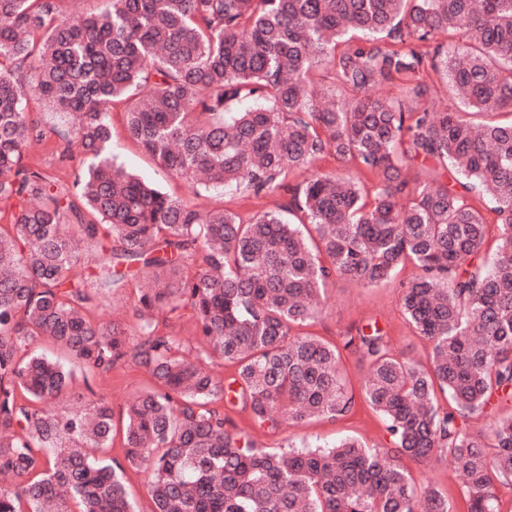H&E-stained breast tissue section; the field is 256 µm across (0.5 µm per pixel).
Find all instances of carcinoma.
Wrapping results in <instances>:
<instances>
[{"label": "carcinoma", "instance_id": "obj_1", "mask_svg": "<svg viewBox=\"0 0 512 512\" xmlns=\"http://www.w3.org/2000/svg\"><path fill=\"white\" fill-rule=\"evenodd\" d=\"M430 70L462 106L434 107ZM384 86L399 95L373 94ZM32 96L69 118L59 159L75 147L89 161L70 186L28 162L47 137ZM117 102L128 137L172 174L283 189L288 203L244 219L166 195L113 161ZM324 154L355 171L285 183ZM428 162L409 187L404 172ZM476 198L495 215L490 261ZM0 203V474L12 479L0 512H137L128 467L148 473L151 512H451L398 455L451 462L466 512H498L512 414L488 435L466 421L512 399V0H107L71 16L59 0H0ZM103 237L156 283L140 291L134 337L92 318L77 272L78 242ZM407 262L401 304L430 369L393 354L375 324L341 347L292 333L321 316L330 281L376 286ZM128 280L111 267L101 285ZM167 305L190 312L206 357L185 359L159 330ZM42 339L83 365L84 407H57L73 372L34 349ZM344 349L369 366L361 393L386 452L353 438L278 450L212 406L265 434L345 417ZM216 356L236 366L227 383L207 368ZM126 361L155 386L126 406L124 461H107L96 450L112 447L114 414L88 376Z\"/></svg>", "mask_w": 512, "mask_h": 512}]
</instances>
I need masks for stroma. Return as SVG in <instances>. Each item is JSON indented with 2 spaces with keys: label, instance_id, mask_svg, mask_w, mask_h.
Returning a JSON list of instances; mask_svg holds the SVG:
<instances>
[{
  "label": "stroma",
  "instance_id": "obj_1",
  "mask_svg": "<svg viewBox=\"0 0 512 512\" xmlns=\"http://www.w3.org/2000/svg\"><path fill=\"white\" fill-rule=\"evenodd\" d=\"M124 109V104L119 103L112 110V154L115 161L170 196L194 207L221 208L245 218L279 209L286 201L287 196L281 191L255 195L227 189L211 192L206 198L197 197L186 181L158 166L128 138L124 127ZM110 260V255L103 253L100 244L89 241L84 247L79 271L96 294L97 320L116 322L131 328L136 323L133 307L141 289L149 287L151 279L149 275L141 273L138 263L132 262L128 265L132 278L126 286L101 287L100 267ZM414 274V266L408 263L390 281L375 287L336 279L328 287L322 315L303 326V333L338 344L344 336L355 333L357 328L374 322L383 329L394 354L411 359L422 367H429L431 347L409 325L400 302L402 285L410 281ZM151 384L150 375L142 368L131 362H122L111 372L96 376L93 388L97 395L111 402L115 416L119 417L131 398ZM347 436L358 438L371 449L385 451L390 447L389 435L382 419L362 402L357 404L352 414L344 418H318L299 428L283 425L272 438L271 444L277 447L304 440L311 444L331 445ZM398 463L410 473L417 487L432 486L439 489L447 496L454 512H465L462 483L450 462L417 461L402 457Z\"/></svg>",
  "mask_w": 512,
  "mask_h": 512
}]
</instances>
